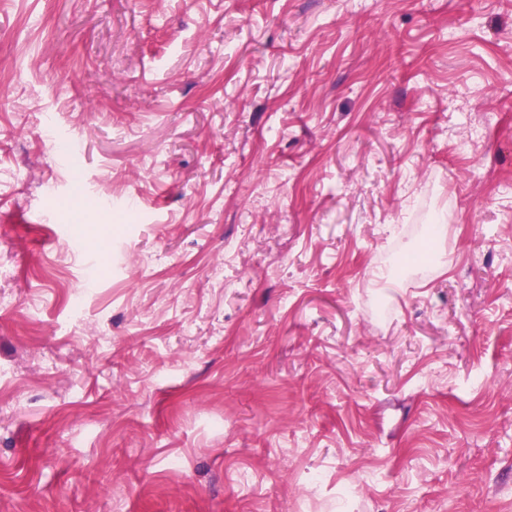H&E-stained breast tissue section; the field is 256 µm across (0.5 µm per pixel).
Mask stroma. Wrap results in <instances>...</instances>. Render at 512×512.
I'll list each match as a JSON object with an SVG mask.
<instances>
[{
  "instance_id": "obj_1",
  "label": "stroma",
  "mask_w": 512,
  "mask_h": 512,
  "mask_svg": "<svg viewBox=\"0 0 512 512\" xmlns=\"http://www.w3.org/2000/svg\"><path fill=\"white\" fill-rule=\"evenodd\" d=\"M0 512H512V0H0Z\"/></svg>"
}]
</instances>
